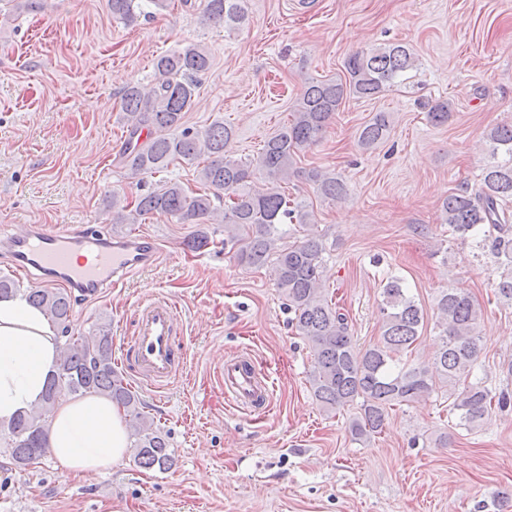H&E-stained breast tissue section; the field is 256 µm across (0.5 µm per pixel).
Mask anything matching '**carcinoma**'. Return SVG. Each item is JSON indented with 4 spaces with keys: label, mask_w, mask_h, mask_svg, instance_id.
<instances>
[{
    "label": "carcinoma",
    "mask_w": 512,
    "mask_h": 512,
    "mask_svg": "<svg viewBox=\"0 0 512 512\" xmlns=\"http://www.w3.org/2000/svg\"><path fill=\"white\" fill-rule=\"evenodd\" d=\"M244 0H205L203 16L213 24L239 23L244 19ZM135 0H108L112 16L122 20L135 17ZM211 65L208 52L190 44L159 56L154 63L155 83L149 87L128 84L122 95L126 135L122 158L139 175H153L176 162L192 164L207 157L199 170L206 187L194 192L178 181H164L137 196L131 206L112 197L122 224H137L152 214L174 217L180 224H223L227 238L238 246V262L259 269L268 264L277 273L276 288L283 296L291 323L308 344L313 356L309 376L315 398L328 411L356 409L348 431L352 440L364 442L380 433L388 410L412 403L438 390L448 392L452 402L448 413L457 425L470 431L481 427L492 406H506L505 394H493L481 381L470 382L482 336L481 305L462 289H444L436 297V309L443 336L438 351L428 364L397 363V357L412 350L424 327V311L403 285L392 277L381 292L380 340L366 348L353 343L344 313L323 293V240L306 233L297 244H279L281 225L305 226L309 212L290 206L282 185L290 180L297 152L316 143L346 98L373 99L417 68V58L403 44L384 45L352 54L345 62L344 77L307 83L293 107L291 119L269 137L257 158L242 164L228 158L226 148L232 128L216 121L200 135L184 126L185 112L194 101L197 81L193 76ZM448 101L432 104L428 118L435 125L448 122ZM390 117L377 112L360 129L358 141L370 148L389 134ZM492 155L504 160L489 165L480 187L459 189L441 201L443 223L464 236L480 229L491 238L492 251L503 271L497 284L498 300L512 305V123L497 124L486 134ZM272 186L262 192L251 190L256 174ZM306 179L323 198L340 202L347 186L334 173L312 168ZM230 204H215L223 198ZM23 294L61 331L62 354L55 374L36 407L0 423L7 431L8 452L21 471L39 463L47 450L46 425L59 394L104 395L128 416L135 459L146 469L169 470L174 456L167 434L145 414L141 401L112 365V336L105 326L72 335L71 296L59 288L21 290L16 282L0 276V297Z\"/></svg>",
    "instance_id": "1"
}]
</instances>
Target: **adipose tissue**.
Instances as JSON below:
<instances>
[{
    "instance_id": "obj_1",
    "label": "adipose tissue",
    "mask_w": 512,
    "mask_h": 512,
    "mask_svg": "<svg viewBox=\"0 0 512 512\" xmlns=\"http://www.w3.org/2000/svg\"><path fill=\"white\" fill-rule=\"evenodd\" d=\"M61 351L47 316L17 295L0 299V421L31 408L45 390ZM49 448L68 470L86 476L108 471L129 448L123 415L106 397L62 395L47 423Z\"/></svg>"
}]
</instances>
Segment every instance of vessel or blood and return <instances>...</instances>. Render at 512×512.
Returning <instances> with one entry per match:
<instances>
[{
    "mask_svg": "<svg viewBox=\"0 0 512 512\" xmlns=\"http://www.w3.org/2000/svg\"><path fill=\"white\" fill-rule=\"evenodd\" d=\"M0 249L17 273L40 282L96 296L118 287L158 258L154 239L143 234L115 237L95 224L63 230L29 225L23 229L0 227ZM88 261L74 263L78 253ZM182 319L175 306L148 300L137 308L135 328L123 348L125 361L138 375L158 386L180 375L187 363V347L181 335ZM225 400L249 413L270 405V392L263 367L249 352L223 360L216 368Z\"/></svg>",
    "mask_w": 512,
    "mask_h": 512,
    "instance_id": "obj_1",
    "label": "vessel or blood"
}]
</instances>
